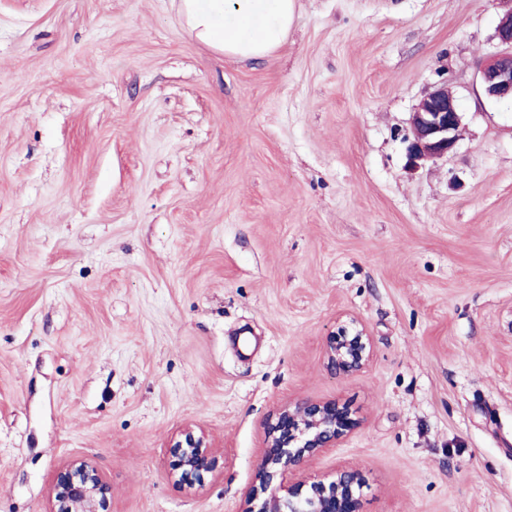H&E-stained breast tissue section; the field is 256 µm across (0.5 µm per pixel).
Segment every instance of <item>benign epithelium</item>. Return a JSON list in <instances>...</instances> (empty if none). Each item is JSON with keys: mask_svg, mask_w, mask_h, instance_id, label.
<instances>
[{"mask_svg": "<svg viewBox=\"0 0 512 512\" xmlns=\"http://www.w3.org/2000/svg\"><path fill=\"white\" fill-rule=\"evenodd\" d=\"M496 37L501 51L480 66L484 95L491 101L512 102V11L500 17ZM463 115L445 84L428 91L410 119L406 143L408 166L453 154ZM327 365L352 376L366 369L373 347L362 324L351 318L324 344ZM361 425L350 407L336 399H302L280 408L265 423L263 449L254 484L241 512H362V476L341 466L328 478L300 477L303 463L334 448ZM170 476L174 483H203L217 470L219 451L205 432L190 426L179 430L169 445ZM111 490L88 459L75 458L56 473L49 491L48 512H110Z\"/></svg>", "mask_w": 512, "mask_h": 512, "instance_id": "obj_1", "label": "benign epithelium"}]
</instances>
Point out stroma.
<instances>
[{
  "label": "stroma",
  "instance_id": "35a3bbf8",
  "mask_svg": "<svg viewBox=\"0 0 512 512\" xmlns=\"http://www.w3.org/2000/svg\"><path fill=\"white\" fill-rule=\"evenodd\" d=\"M511 9L297 0L242 61L179 0H0V512L74 458L111 512H240L266 419L330 398L362 426L305 469L360 470L363 512H512V104L478 71ZM443 80L461 139L410 170ZM189 425L200 485L169 475ZM327 365L336 374L352 376L366 369L373 359V347L362 324L351 318L324 344ZM169 448L170 476L176 484H201L206 474L217 470L219 451L203 430L197 433L190 426L179 430Z\"/></svg>",
  "mask_w": 512,
  "mask_h": 512
}]
</instances>
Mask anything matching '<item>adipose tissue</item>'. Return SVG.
Returning a JSON list of instances; mask_svg holds the SVG:
<instances>
[{
  "instance_id": "ef3b65f1",
  "label": "adipose tissue",
  "mask_w": 512,
  "mask_h": 512,
  "mask_svg": "<svg viewBox=\"0 0 512 512\" xmlns=\"http://www.w3.org/2000/svg\"><path fill=\"white\" fill-rule=\"evenodd\" d=\"M179 11L196 39L215 52L268 59L287 39L296 0H180Z\"/></svg>"
}]
</instances>
